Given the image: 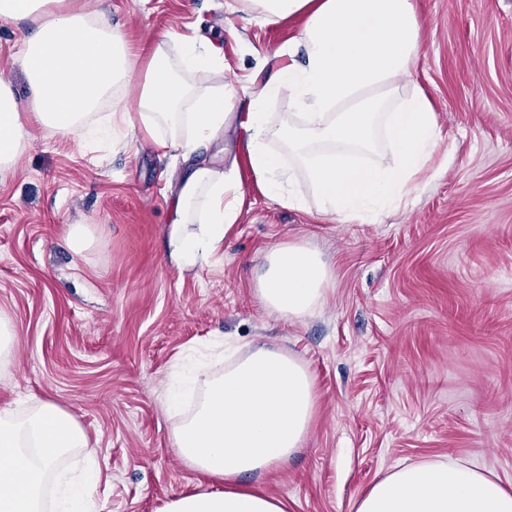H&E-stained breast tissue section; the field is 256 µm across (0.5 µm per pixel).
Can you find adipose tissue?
I'll return each instance as SVG.
<instances>
[{
	"mask_svg": "<svg viewBox=\"0 0 512 512\" xmlns=\"http://www.w3.org/2000/svg\"><path fill=\"white\" fill-rule=\"evenodd\" d=\"M226 9L264 26L299 24L265 54L272 74L260 84L243 85L195 34H158L144 60L85 0H0V23L31 24L21 57L27 99L0 79V173L24 151L32 122L78 143L104 136L123 145L140 132L186 158L219 146L225 164L195 165L177 183L168 249L183 271L223 250L250 180L284 207L340 224L381 222L433 166L442 139L433 103L413 79L423 30L415 0H228ZM139 71L133 112L128 91ZM200 71L218 75L219 86L196 87L190 77ZM284 92L294 110L282 116L269 106ZM107 102L111 112L101 113ZM299 177L310 196L294 190ZM334 278L316 250L281 243L265 254L258 293L267 309L301 319L325 306ZM316 401L310 372L283 351L256 344L226 360L189 348L165 382L171 446L216 485L174 497L162 512H286L240 479L302 448ZM88 445L57 403L0 408V512H95L90 489L102 468L59 466ZM352 512H512V486L467 461L398 465Z\"/></svg>",
	"mask_w": 512,
	"mask_h": 512,
	"instance_id": "obj_1",
	"label": "adipose tissue"
}]
</instances>
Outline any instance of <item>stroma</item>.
Returning a JSON list of instances; mask_svg holds the SVG:
<instances>
[{
	"label": "stroma",
	"instance_id": "stroma-1",
	"mask_svg": "<svg viewBox=\"0 0 512 512\" xmlns=\"http://www.w3.org/2000/svg\"><path fill=\"white\" fill-rule=\"evenodd\" d=\"M88 2L137 52L192 25L241 76L297 33L227 13L224 0ZM416 7L426 26L414 79L452 160L378 224L319 222L251 184L223 258L182 273L167 248L181 159L139 137L80 145L29 124L0 176V310L17 336L0 408L34 396L77 418L111 476L92 492L98 512H160L197 488L161 395L188 348L216 343L239 355L270 344L315 380L303 448L246 479L287 512H350L378 476L434 457L512 485V0ZM28 32L0 25V77L21 98ZM288 241L336 273L326 306L301 320L268 311L256 291L266 251Z\"/></svg>",
	"mask_w": 512,
	"mask_h": 512
}]
</instances>
